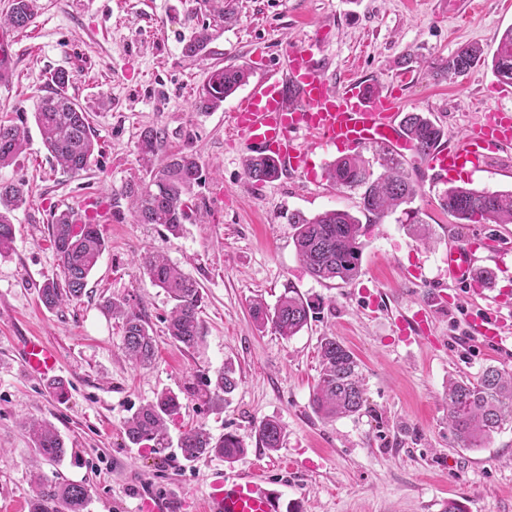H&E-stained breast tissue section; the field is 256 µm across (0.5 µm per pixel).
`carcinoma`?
<instances>
[{"label":"carcinoma","instance_id":"cac0c4a2","mask_svg":"<svg viewBox=\"0 0 512 512\" xmlns=\"http://www.w3.org/2000/svg\"><path fill=\"white\" fill-rule=\"evenodd\" d=\"M35 0H14L9 14L0 23L21 30L34 15ZM485 62L484 50L478 44H467L435 66V76L455 79ZM499 81L512 83V27L502 35L492 59ZM249 71L244 67H225L210 72L198 90L194 108L208 112L224 103V99L246 84ZM55 88L40 98L34 112L43 144L50 156L67 172L78 175L87 170L94 155L95 142L89 115L64 88L66 72L53 73ZM412 151L420 160L444 136L443 130L429 118L417 112L407 113L401 122ZM28 131L14 124L0 123V168L10 166L22 152ZM161 132L155 128L143 130L137 141L138 161L147 168L148 179H133L126 183L123 196L130 199L134 218L139 224H159L173 237H179L188 217L187 200L201 179L196 153L180 151L165 158L158 157ZM380 173H375L359 155L336 158L326 169L328 180L338 188H361V211L379 222L406 206L407 220L415 222V211L409 208L419 195L421 186L412 180L402 156L390 147L378 150ZM245 175L253 184L271 182L281 176L275 160L257 155L245 161ZM22 183L0 182V256L14 251L13 211L25 202ZM442 208L465 224L512 223V191H489L468 188L448 182L440 196ZM290 223L296 225L294 244L299 261L309 274L320 281L349 284L361 270L362 223L351 213L331 209L308 218L294 214ZM51 248L59 262L61 276L48 279L39 288L42 303L48 308L77 303L86 295L88 277L106 250V241L94 220L74 218V211L63 209L54 214L49 228ZM151 283L163 289L173 307L167 322V334L185 348L199 344L203 326L199 318L202 295L199 283L186 275L164 255L145 252L138 259ZM103 307L123 321V347L135 364H148L155 356L153 329L145 316L112 300ZM253 318L259 328L271 326L282 337L296 335L309 322L312 308L294 291L282 295L272 309L257 301L252 306ZM321 372L315 386L312 407L325 419L355 414L364 404V389L359 365L354 354L334 336L322 337L319 345ZM238 381L232 366L224 365L216 379V390L231 394ZM448 428L460 448H483L493 434L512 423V373L494 366L486 367L475 380L448 381ZM180 408L178 396L164 391L143 405L125 420L123 429L132 445L162 438L166 432V417ZM35 452L47 461L61 459L66 444L58 430L49 422L32 419L24 422ZM257 437L269 451L280 448L283 427L276 419L260 422ZM185 459L195 461L217 455L231 463L244 455L246 448L233 434L215 441L202 427L185 431L179 442ZM89 489L74 483L48 484L30 500V512H85Z\"/></svg>","mask_w":512,"mask_h":512}]
</instances>
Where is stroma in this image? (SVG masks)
I'll return each mask as SVG.
<instances>
[{
  "label": "stroma",
  "instance_id": "stroma-1",
  "mask_svg": "<svg viewBox=\"0 0 512 512\" xmlns=\"http://www.w3.org/2000/svg\"><path fill=\"white\" fill-rule=\"evenodd\" d=\"M227 6L228 20L219 14ZM204 27L212 38L194 62L183 50ZM510 27L512 8L501 0H480L473 10L466 0H38L27 30L14 35L12 75L0 82V118L24 115L29 136L14 163L0 169V182L22 180L28 189L14 212L15 250L0 257V507L28 508L41 476L88 486L87 512H139L145 494L178 495L184 512H199L212 480L241 474L276 489L280 512H446L452 500L466 512H512V425L487 447L461 449L445 400L449 378L473 379L490 365L512 372V342L469 340L466 288L448 279L446 245L479 242L476 267L494 271L497 288L512 296V224L458 223L439 204L445 182L431 179L407 150V168L422 187L417 224L399 212L365 223L357 279L316 280L297 258L288 219L331 209L359 214L360 190L336 189L326 178L343 149L314 145L309 174L255 185L244 173L253 149L230 122L238 95L212 112L193 106L211 68L242 66L254 79L279 75L290 54L314 38L323 48L315 57L319 73L331 86H375L399 114L424 113L452 140L490 113L512 111V95L491 65L441 80L431 62L469 43L493 57ZM60 69L94 134L90 167L79 175L56 165L33 119ZM147 128L165 131L160 156L198 155L202 182L178 238L136 223L120 197L141 173L136 142ZM455 180L512 190V147L487 165L463 167ZM69 207L98 214L107 248L82 301L49 309L39 289L60 269L48 226L54 212ZM147 251L165 255L202 288L204 337L193 349L165 333L173 303L140 269L137 258ZM290 290L315 307V318L290 338L257 328L253 302L272 307ZM439 292L452 299L451 310L404 344L396 317ZM107 298L145 314L154 330L151 365L126 357L122 321L103 308ZM23 336L58 351L66 396L24 372L17 351ZM324 336L354 353L364 377L361 411L332 421L311 407ZM228 362L239 380L229 402L186 394V386ZM163 391L181 402L165 440L129 444L124 421ZM29 418L57 428L67 448L61 460L35 453L22 427ZM267 418L284 428L275 452L257 438ZM198 425L215 440L237 435L245 454L231 463L186 460L178 439Z\"/></svg>",
  "mask_w": 512,
  "mask_h": 512
}]
</instances>
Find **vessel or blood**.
Masks as SVG:
<instances>
[{"mask_svg": "<svg viewBox=\"0 0 512 512\" xmlns=\"http://www.w3.org/2000/svg\"><path fill=\"white\" fill-rule=\"evenodd\" d=\"M232 125L259 152L273 155L281 171L298 174L307 170L310 154L309 147L299 140V133L322 143L357 146L392 143L400 129L391 102L372 92L369 85L351 80L337 89L323 80L308 46L290 55L285 77L271 74L253 82L232 113ZM510 141L512 115L496 112L472 133L438 144L430 154L429 165L438 173L450 174L469 163L487 162L490 152ZM474 258L475 250L470 243L449 247V278L468 281ZM479 294L486 305L480 314L469 318L470 332L481 343L503 344L505 322L497 314L501 299L491 295L485 284ZM445 308L444 300L432 297L420 310L398 319L401 335H421L434 314ZM21 354L27 374L55 379L58 354L54 348L29 337L21 344ZM204 512H280V503L276 492L262 481L227 477L211 482Z\"/></svg>", "mask_w": 512, "mask_h": 512, "instance_id": "b4317fda", "label": "vessel or blood"}]
</instances>
